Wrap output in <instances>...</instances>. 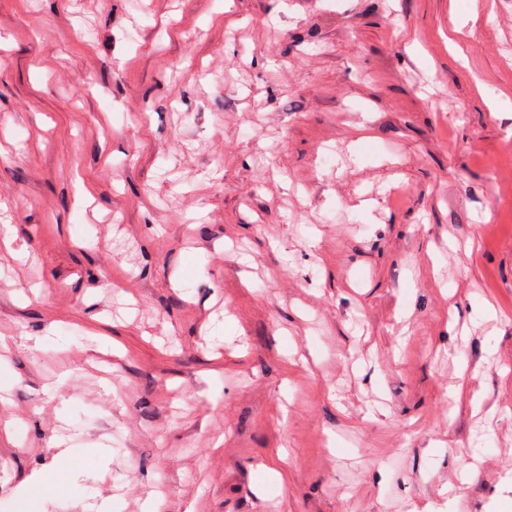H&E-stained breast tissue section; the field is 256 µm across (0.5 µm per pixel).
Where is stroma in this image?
<instances>
[{"mask_svg": "<svg viewBox=\"0 0 512 512\" xmlns=\"http://www.w3.org/2000/svg\"><path fill=\"white\" fill-rule=\"evenodd\" d=\"M4 231L0 512H512V0H0Z\"/></svg>", "mask_w": 512, "mask_h": 512, "instance_id": "stroma-1", "label": "stroma"}]
</instances>
